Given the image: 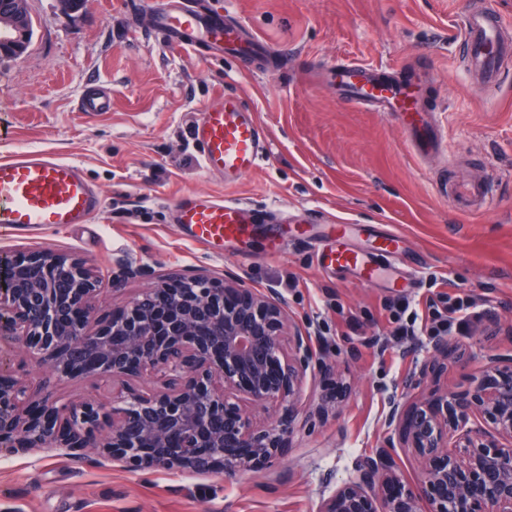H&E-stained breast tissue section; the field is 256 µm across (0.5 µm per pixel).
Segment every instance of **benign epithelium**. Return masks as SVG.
<instances>
[{"label": "benign epithelium", "instance_id": "obj_1", "mask_svg": "<svg viewBox=\"0 0 512 512\" xmlns=\"http://www.w3.org/2000/svg\"><path fill=\"white\" fill-rule=\"evenodd\" d=\"M15 0L0 23L21 52L31 26ZM99 276L64 254L15 253L0 269V341L7 340L61 380L143 379L142 390L104 403L38 396L28 382L0 380V452L19 448L92 449L132 471L179 469L232 479L275 464L303 423L307 378L336 381L337 360L308 322L288 314L286 299L256 292L239 276L216 286L204 276L171 272L102 322ZM450 344L427 347L435 365ZM165 378L160 388L154 377ZM424 379L416 368L387 393L386 429L358 476L323 501L320 512H512V354L486 357L463 392L443 393L407 410ZM284 412L260 422L250 409ZM482 418L489 430L463 428ZM417 473L400 470L398 449Z\"/></svg>", "mask_w": 512, "mask_h": 512}]
</instances>
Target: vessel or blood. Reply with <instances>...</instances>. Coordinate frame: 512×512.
Masks as SVG:
<instances>
[{
	"mask_svg": "<svg viewBox=\"0 0 512 512\" xmlns=\"http://www.w3.org/2000/svg\"><path fill=\"white\" fill-rule=\"evenodd\" d=\"M150 23L169 43L191 51L204 47L218 56L247 59L264 46L242 21L204 10L198 0H156ZM461 30L460 51L472 80L496 88L505 64L512 60V22L495 0H480L464 12ZM315 78L319 85L335 88L347 103L389 113L417 154L443 150L444 133L424 111L419 84L401 79L396 70L341 61L316 69ZM195 134L203 169L228 178L254 171L270 146L266 130L236 91L225 92L220 105L201 112ZM446 193L454 206L469 211L485 208L493 198L490 183L473 176L449 182ZM100 208L99 192L74 163L39 152L0 160V227L30 232L83 224ZM170 210L174 223L184 225L192 240L205 245L244 238L254 221L243 205L203 194L181 196ZM352 233V225L330 224L327 234L316 241L322 267L348 269L373 282L385 267L395 266L400 252L397 235H379L377 252L370 256L352 246Z\"/></svg>",
	"mask_w": 512,
	"mask_h": 512,
	"instance_id": "b4317fda",
	"label": "vessel or blood"
}]
</instances>
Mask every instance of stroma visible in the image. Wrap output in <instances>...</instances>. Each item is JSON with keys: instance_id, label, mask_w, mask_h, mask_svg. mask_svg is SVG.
<instances>
[{"instance_id": "1", "label": "stroma", "mask_w": 512, "mask_h": 512, "mask_svg": "<svg viewBox=\"0 0 512 512\" xmlns=\"http://www.w3.org/2000/svg\"><path fill=\"white\" fill-rule=\"evenodd\" d=\"M154 0H86L63 11L59 0H28L34 33L24 55L0 58V158L40 152L78 164L102 207L87 223L37 233L0 234V259L18 249L71 254L101 279L107 314L151 279L173 271L214 282L236 274L257 291L274 288L289 314L312 321L337 351L350 383L335 415L317 413L323 387L306 382L307 422L280 464L232 481L169 470L128 471L97 455L82 461L37 448L0 457V512H319L324 498L353 478L383 433V388L396 387L427 346L431 304L469 294L479 317L448 336L458 356L429 370L430 396L468 387L489 353L512 351V64L496 89L471 83L459 53L460 16L469 0H205L229 10L268 41L261 66L212 58L171 45L148 25ZM426 73L425 100L448 131L453 168L427 166L389 115L343 102L306 74L341 58ZM109 87L112 109L88 114L78 100ZM242 92L270 139L260 166L234 179L201 166L194 137L201 110L225 90ZM481 171L496 195L477 213L454 209L440 193L455 173ZM202 193L270 215L251 237L228 245L194 243L171 220L169 205ZM372 225L401 237L406 281L384 273L367 284L348 270L322 271L309 245L289 239V218ZM279 238L278 251L268 249ZM146 276L113 289L123 264ZM499 326H492L490 316ZM408 335H396L398 327ZM5 377L32 382L39 395L67 401L112 398L111 382L58 380L13 345L0 348Z\"/></svg>"}]
</instances>
